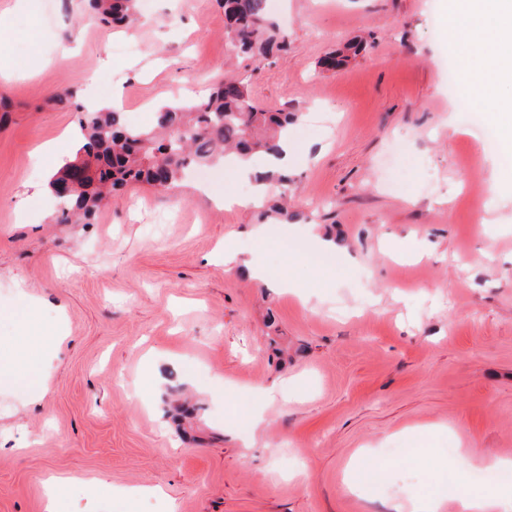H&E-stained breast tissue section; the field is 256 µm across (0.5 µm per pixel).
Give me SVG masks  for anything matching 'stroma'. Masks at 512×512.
Masks as SVG:
<instances>
[{
    "label": "stroma",
    "mask_w": 512,
    "mask_h": 512,
    "mask_svg": "<svg viewBox=\"0 0 512 512\" xmlns=\"http://www.w3.org/2000/svg\"><path fill=\"white\" fill-rule=\"evenodd\" d=\"M441 7L275 0L284 47L255 71L229 57L216 0H147L132 32L82 0H0V337L28 308L65 336L42 398L0 391V512H44L53 478L71 483L66 512H117L113 487L159 489L134 512H393L433 491L426 449L456 462L463 491L512 461V196L490 191L506 156L455 107ZM230 69L299 116L297 218L261 255L317 310L225 269V240L252 250L260 221L224 209L247 192L231 170L131 185L93 224L51 223L38 194L37 148L72 155L87 98L120 93L143 127ZM316 234L335 254L314 253ZM274 385L293 396L244 445L225 391ZM372 464L380 482L351 492Z\"/></svg>",
    "instance_id": "35a3bbf8"
}]
</instances>
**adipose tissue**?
I'll return each instance as SVG.
<instances>
[{"instance_id":"obj_1","label":"adipose tissue","mask_w":512,"mask_h":512,"mask_svg":"<svg viewBox=\"0 0 512 512\" xmlns=\"http://www.w3.org/2000/svg\"><path fill=\"white\" fill-rule=\"evenodd\" d=\"M441 26L452 46L462 54L464 74L461 91L492 112L505 151L512 152V0H448ZM271 234L267 224L254 225L250 237L255 251L246 252L236 243L224 245V265L240 269L252 281L292 290L289 281L275 275L261 259L259 248ZM32 314L22 315L12 346L0 356V387L17 388L38 398L44 394L43 370L63 337L59 327L33 329ZM266 389L248 394L233 393L232 425L244 440H252L264 422ZM512 496V487L495 483L478 491L457 492L448 486L428 498L430 512H441L454 500L458 512H498Z\"/></svg>"}]
</instances>
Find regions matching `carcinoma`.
<instances>
[{"instance_id":"obj_1","label":"carcinoma","mask_w":512,"mask_h":512,"mask_svg":"<svg viewBox=\"0 0 512 512\" xmlns=\"http://www.w3.org/2000/svg\"><path fill=\"white\" fill-rule=\"evenodd\" d=\"M224 9L226 39L231 51L243 54L258 69L267 60L276 24L268 0H218ZM88 8L104 24H131L139 20V0H88ZM297 114L257 103L248 84L227 79L214 86L198 104L169 103L155 113V124L146 128L126 125L117 108L81 111L78 126L83 143L78 159L65 163L53 176L58 188L75 166L86 175L65 195H55V224H92L112 195L129 184L154 185L163 180L175 187L194 166L212 165L229 152L242 156L267 153ZM165 156L164 167L155 164ZM280 187V197L264 212L280 222L293 219L280 198L292 180L270 174Z\"/></svg>"}]
</instances>
